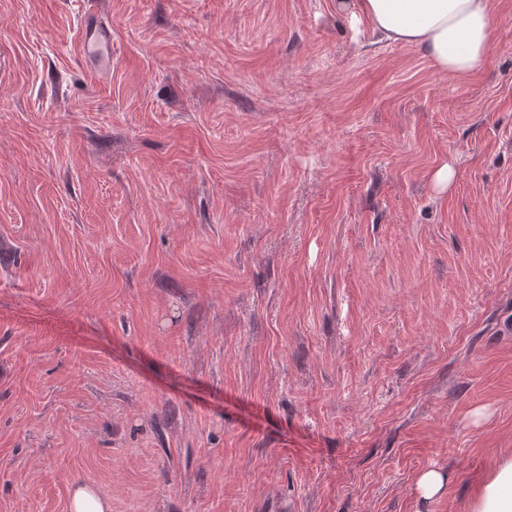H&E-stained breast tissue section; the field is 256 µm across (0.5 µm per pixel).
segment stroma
I'll return each mask as SVG.
<instances>
[{"mask_svg": "<svg viewBox=\"0 0 512 512\" xmlns=\"http://www.w3.org/2000/svg\"><path fill=\"white\" fill-rule=\"evenodd\" d=\"M84 2L0 0V512H470L512 451V0L467 77L336 0H102L97 73ZM80 53L93 59L102 72L112 68V26L99 11H88L80 19ZM448 483L446 473L438 469H428L421 472L415 482L416 494L423 500H430L441 495ZM110 500L100 489L90 485L73 487L69 500L70 512H109Z\"/></svg>", "mask_w": 512, "mask_h": 512, "instance_id": "1", "label": "stroma"}]
</instances>
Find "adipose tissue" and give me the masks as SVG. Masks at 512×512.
Returning <instances> with one entry per match:
<instances>
[{
	"label": "adipose tissue",
	"mask_w": 512,
	"mask_h": 512,
	"mask_svg": "<svg viewBox=\"0 0 512 512\" xmlns=\"http://www.w3.org/2000/svg\"><path fill=\"white\" fill-rule=\"evenodd\" d=\"M336 8L366 18L384 40L418 46L448 75L466 76L486 64L492 0H336ZM471 512H512V454L481 482Z\"/></svg>",
	"instance_id": "1"
}]
</instances>
